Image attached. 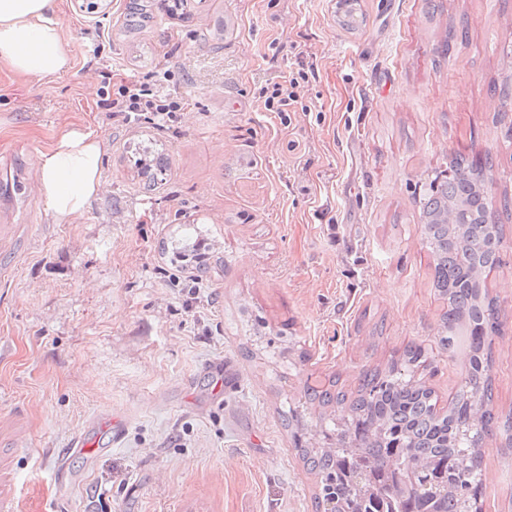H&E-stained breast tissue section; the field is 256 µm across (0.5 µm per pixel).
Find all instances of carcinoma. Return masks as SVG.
<instances>
[{
  "mask_svg": "<svg viewBox=\"0 0 512 512\" xmlns=\"http://www.w3.org/2000/svg\"><path fill=\"white\" fill-rule=\"evenodd\" d=\"M152 19L146 0H129L127 29ZM131 151L137 176L145 187L155 186L167 158L151 141ZM493 168L489 154H459L429 178L419 198L433 286L448 301L438 346L450 357L460 348L469 355L459 398L448 413L436 411L433 390L414 380L413 369L427 360L416 344L387 368L364 371L351 400L335 380L308 388L321 408L349 403L336 422L334 445L297 444L318 477L315 500L324 512H473L482 443L497 427L485 404L492 398L489 346L500 323L483 281L486 270L501 263L502 225L492 217L488 195Z\"/></svg>",
  "mask_w": 512,
  "mask_h": 512,
  "instance_id": "cac0c4a2",
  "label": "carcinoma"
}]
</instances>
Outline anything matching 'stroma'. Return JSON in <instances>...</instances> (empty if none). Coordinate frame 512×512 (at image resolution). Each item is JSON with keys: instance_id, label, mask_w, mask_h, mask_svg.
<instances>
[{"instance_id": "1", "label": "stroma", "mask_w": 512, "mask_h": 512, "mask_svg": "<svg viewBox=\"0 0 512 512\" xmlns=\"http://www.w3.org/2000/svg\"><path fill=\"white\" fill-rule=\"evenodd\" d=\"M127 2L59 0L67 74L0 68V512H317L295 443L323 446L336 414L306 387L356 395L413 342L446 412L464 360L438 352L416 196L458 152L496 162L488 408L512 416V0H356L353 30L339 0H204L133 34ZM304 66L293 111H267L262 88ZM156 70L172 126L114 124L106 99ZM67 123L103 137V189L56 224L36 160ZM146 134L170 160L151 194L123 150ZM195 232L219 263L194 293L193 269L163 272ZM215 359L237 382L217 399ZM106 412L112 451H68ZM483 446L479 512H512V449L499 431Z\"/></svg>"}]
</instances>
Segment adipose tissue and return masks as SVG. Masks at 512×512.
<instances>
[{
    "mask_svg": "<svg viewBox=\"0 0 512 512\" xmlns=\"http://www.w3.org/2000/svg\"><path fill=\"white\" fill-rule=\"evenodd\" d=\"M0 64L35 81L69 71L72 60L55 0H0ZM104 155L99 134L73 125L39 153L38 191L54 223L75 224L86 215L102 190Z\"/></svg>",
    "mask_w": 512,
    "mask_h": 512,
    "instance_id": "1",
    "label": "adipose tissue"
}]
</instances>
